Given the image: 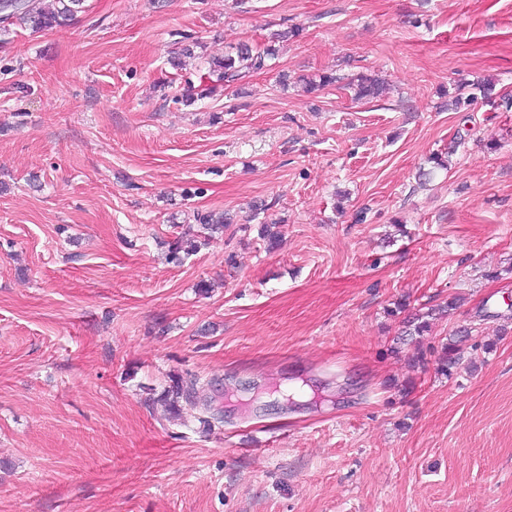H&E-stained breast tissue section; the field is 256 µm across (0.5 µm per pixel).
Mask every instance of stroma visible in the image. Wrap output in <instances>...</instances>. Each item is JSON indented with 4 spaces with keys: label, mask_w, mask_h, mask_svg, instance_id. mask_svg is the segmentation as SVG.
Returning <instances> with one entry per match:
<instances>
[{
    "label": "stroma",
    "mask_w": 512,
    "mask_h": 512,
    "mask_svg": "<svg viewBox=\"0 0 512 512\" xmlns=\"http://www.w3.org/2000/svg\"><path fill=\"white\" fill-rule=\"evenodd\" d=\"M293 26L268 69L175 102L204 71L179 47ZM359 73L389 94L354 101ZM487 80L512 99V0H85L0 25V512H512V108L452 104ZM197 211L236 222L170 261ZM174 376L201 401L178 420ZM296 379L325 400L221 399ZM458 307V299L456 296L449 297L448 301L444 303V305H439L438 308H428L427 311L420 312L418 310V313H415L412 317V320L407 321L409 334L411 335H418L423 336L424 333H427L429 331L430 325L432 320L430 319H436L434 316L438 315H445L443 313L450 314L451 311L456 310ZM412 327V328H410ZM469 336L467 328H460L448 337V342L442 345L441 371L451 375V370L458 364L459 358L457 357L459 344ZM170 396L174 398L172 401L169 399ZM196 398V391L194 388H190L184 386L183 379L179 376H174L172 379H170V383L168 385V388L164 390V392L161 395V400L168 401L169 399V410L173 412L175 415H179V409L177 408V404L179 400H184L186 403L189 404H195L194 400Z\"/></svg>",
    "instance_id": "1"
}]
</instances>
